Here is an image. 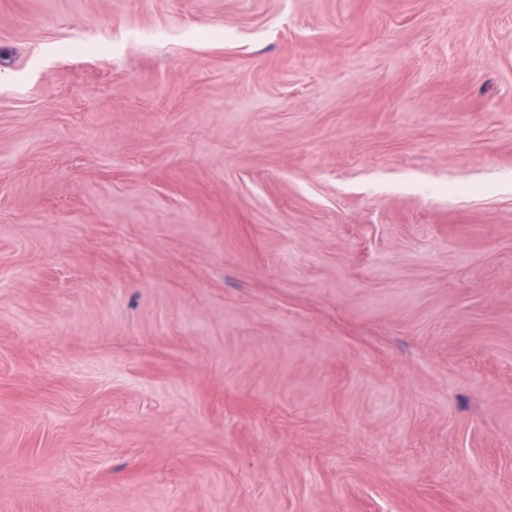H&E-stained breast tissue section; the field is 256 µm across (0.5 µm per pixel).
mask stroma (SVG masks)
<instances>
[{
    "label": "stroma",
    "instance_id": "stroma-1",
    "mask_svg": "<svg viewBox=\"0 0 512 512\" xmlns=\"http://www.w3.org/2000/svg\"><path fill=\"white\" fill-rule=\"evenodd\" d=\"M0 512H512V0H0Z\"/></svg>",
    "mask_w": 512,
    "mask_h": 512
}]
</instances>
